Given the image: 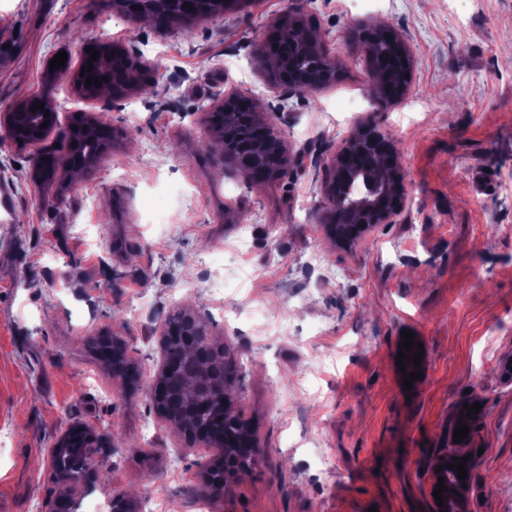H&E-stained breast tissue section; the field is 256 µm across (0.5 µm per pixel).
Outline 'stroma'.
<instances>
[{
  "mask_svg": "<svg viewBox=\"0 0 512 512\" xmlns=\"http://www.w3.org/2000/svg\"><path fill=\"white\" fill-rule=\"evenodd\" d=\"M292 8L251 0L187 40L126 20L117 0H0V110L52 86L59 160L74 113L112 121L90 167L50 181L39 148L0 145V512H50L67 487L46 452L77 424L101 435L93 467L108 474L80 504L122 497L142 512L152 493L164 512L199 498L212 512H432L427 468L465 401L484 408L469 512H512V0H303L305 24L345 63L305 96L275 87L255 54ZM380 24L413 60L406 99L385 110L352 49ZM101 45L125 48L152 92L82 98L72 71ZM61 51L70 71H50ZM236 89L277 112L285 179L251 185L219 163L209 110ZM360 121L398 146L406 204L345 249L319 213L328 162ZM175 309L223 348L257 440V465L217 496L200 474L221 452L148 394ZM406 330L425 354L409 391ZM105 339L124 345V369L99 358Z\"/></svg>",
  "mask_w": 512,
  "mask_h": 512,
  "instance_id": "obj_1",
  "label": "stroma"
}]
</instances>
